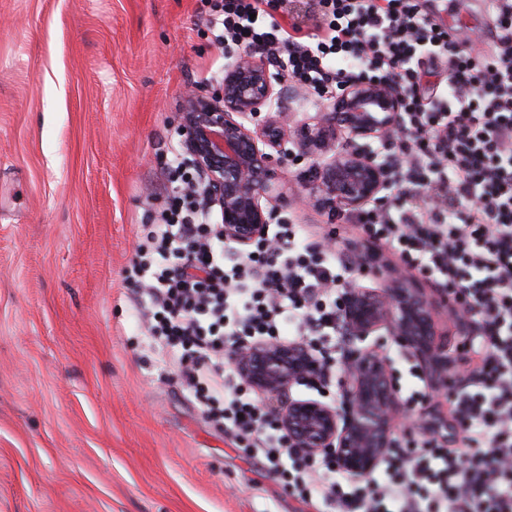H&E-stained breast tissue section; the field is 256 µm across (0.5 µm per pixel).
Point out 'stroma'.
Wrapping results in <instances>:
<instances>
[{
	"mask_svg": "<svg viewBox=\"0 0 512 512\" xmlns=\"http://www.w3.org/2000/svg\"><path fill=\"white\" fill-rule=\"evenodd\" d=\"M201 0H0V512H316L207 418L132 305L176 115L226 61ZM278 215L311 239L344 215ZM401 398L427 390L392 342Z\"/></svg>",
	"mask_w": 512,
	"mask_h": 512,
	"instance_id": "1",
	"label": "stroma"
}]
</instances>
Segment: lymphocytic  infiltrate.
Wrapping results in <instances>:
<instances>
[{"label":"lymphocytic infiltrate","mask_w":512,"mask_h":512,"mask_svg":"<svg viewBox=\"0 0 512 512\" xmlns=\"http://www.w3.org/2000/svg\"><path fill=\"white\" fill-rule=\"evenodd\" d=\"M288 0H207L216 39L263 49L288 80L333 95L361 80L396 85L407 122L391 142L392 201L358 215L405 268L436 277L468 316L476 366L448 391L458 449L444 427L394 437L379 473L344 491L328 453L292 465L276 421L252 398L228 347L284 335L317 346L333 366L342 295L355 266L331 237L300 241L276 221L254 250L226 243L201 193L178 197L149 225L154 258L140 268L135 306L154 339L224 432L305 499L335 512H512V0H488L493 31L481 53L450 38L430 0H313L316 34L275 13ZM443 52L449 102L426 105L419 69Z\"/></svg>","instance_id":"lymphocytic-infiltrate-1"}]
</instances>
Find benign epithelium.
Returning a JSON list of instances; mask_svg holds the SVG:
<instances>
[{"label": "benign epithelium", "mask_w": 512, "mask_h": 512, "mask_svg": "<svg viewBox=\"0 0 512 512\" xmlns=\"http://www.w3.org/2000/svg\"><path fill=\"white\" fill-rule=\"evenodd\" d=\"M280 85L265 53L251 49L225 65L219 90L186 94L177 117L188 163L204 176L224 241L241 248L266 238L276 205L287 198L278 170L293 155L309 159L314 172L302 198L332 214L381 202L393 186V171L373 143L403 127L400 89L350 83L329 111L306 113L288 127L271 108ZM364 263L384 284L345 288L341 323L350 342L340 357L338 401L289 396L293 387L326 374L300 342L228 352L244 381L265 398L289 447L329 452L357 478L370 475L392 446L401 407L390 361L378 351L382 337L413 357L429 379L447 377L460 358L435 341L432 306L406 274L381 255Z\"/></svg>", "instance_id": "1"}]
</instances>
